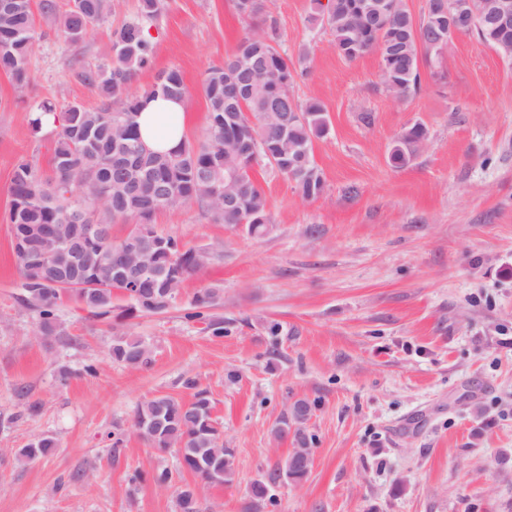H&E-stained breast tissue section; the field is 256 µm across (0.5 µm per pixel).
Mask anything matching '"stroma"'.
Here are the masks:
<instances>
[{"instance_id": "stroma-1", "label": "stroma", "mask_w": 512, "mask_h": 512, "mask_svg": "<svg viewBox=\"0 0 512 512\" xmlns=\"http://www.w3.org/2000/svg\"><path fill=\"white\" fill-rule=\"evenodd\" d=\"M167 2L150 30L154 65L136 83L179 69L191 90L186 134L198 141L202 75L245 24L232 0ZM265 5L289 53L310 51L295 93L330 117V134L314 143L325 190L305 200L255 167L271 217L260 237L209 223L194 205L158 213L161 232L217 251L159 314L126 315L118 300L97 319L67 303L60 335L37 336L6 222L17 162L50 169L52 129L33 131L29 104L100 99L72 78L52 35L32 55L27 98L0 74V512H178L179 489L197 479L175 451L151 448L133 415L156 395L191 399L189 378L207 390L235 451L234 480L201 488L203 512H245L253 484L291 448L272 431L300 398L316 404L311 469L271 486L275 503L260 512H512V63L463 36L443 56L420 54L422 89L398 100L376 55H336L328 29L308 21L310 0ZM137 6L121 0L78 57H109L111 27ZM417 122L427 146L391 167L390 146ZM209 286L223 288V301L207 322L186 319ZM273 323L280 335H269ZM122 336L149 343L147 365L112 361ZM40 435L57 439L53 454L18 461ZM137 470L144 480L132 481ZM162 470L170 480L159 485Z\"/></svg>"}]
</instances>
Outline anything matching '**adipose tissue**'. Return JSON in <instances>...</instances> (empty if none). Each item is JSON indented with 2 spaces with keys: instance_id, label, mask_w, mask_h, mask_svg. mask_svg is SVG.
Returning <instances> with one entry per match:
<instances>
[{
  "instance_id": "obj_1",
  "label": "adipose tissue",
  "mask_w": 512,
  "mask_h": 512,
  "mask_svg": "<svg viewBox=\"0 0 512 512\" xmlns=\"http://www.w3.org/2000/svg\"><path fill=\"white\" fill-rule=\"evenodd\" d=\"M187 109L183 100L157 98L145 101L138 119L142 140L161 151L178 148L185 132Z\"/></svg>"
}]
</instances>
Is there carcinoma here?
<instances>
[{
  "mask_svg": "<svg viewBox=\"0 0 512 512\" xmlns=\"http://www.w3.org/2000/svg\"><path fill=\"white\" fill-rule=\"evenodd\" d=\"M116 6L115 0H0V72L18 92L25 93L34 81L31 57L35 45L46 37L41 24L50 26L65 46L75 49ZM233 6L248 22L264 11L262 0H233ZM160 7L161 0H138L136 16L112 29L109 59L95 65L80 63L75 57L69 60L75 79L100 97L97 108L71 103L59 110L48 98L31 106L36 131L42 129L43 117L53 116L51 174H43L29 160L15 166L7 214L12 238H21L27 228L60 238L78 220L96 228L92 238L76 244L86 256L83 287L38 283L40 266L59 262L62 255H39L14 247L21 288L41 336L55 335L58 310L66 300L95 317L112 314L116 293L131 300L127 315L158 314L171 306L174 298L162 295L161 290L179 288L201 266L195 248L154 227L159 210L195 204L210 223L231 229L243 226L247 234L260 237L270 214L264 186L253 174L255 166L262 163L281 174L305 200L324 192L313 143L330 133L327 112L319 101L302 102L296 96V63L281 47L277 20L270 14L263 26L248 25L224 61L205 70L200 83L208 111L204 142L196 144L186 138L169 153L144 144L137 127L142 101L189 96L183 74L175 68L158 73L147 86L136 85L138 74L154 64L156 43L150 29ZM493 9L492 0H427V9L417 20L405 0H312L309 22L330 27L332 49L345 60L375 54L385 89L407 100L421 89L418 49L437 50L433 43L448 30L450 15L467 34L512 60V28L470 23L474 13ZM428 140L423 124L406 128L390 148V165L405 167ZM116 222L130 224L129 237L139 225H151L145 247L154 250V243H163L162 249L155 250L158 275L135 285L99 280L112 267L116 245L112 224ZM133 286L153 297V302L140 306L129 294ZM221 299L219 288L200 289L188 318H204V311ZM149 356L148 343L139 338L121 337L110 349L113 361L130 368L147 364ZM185 386L195 390L191 400L154 396L137 405L133 423L143 428L142 437L151 447L176 448L182 467L202 483H227L235 474V452L224 449V434L213 417L207 392L197 389L194 380ZM314 407L307 399L294 401L273 429L275 439H291L292 449L267 481L254 483L250 512L270 500L269 485L281 480L298 483L309 473L310 465L297 464L295 457L300 451H314L315 438L303 428ZM56 447L55 438L40 436L18 449L16 457L28 462L50 455ZM178 506L180 512H201L197 487L181 489Z\"/></svg>",
  "mask_w": 512,
  "mask_h": 512,
  "instance_id": "1",
  "label": "carcinoma"
}]
</instances>
